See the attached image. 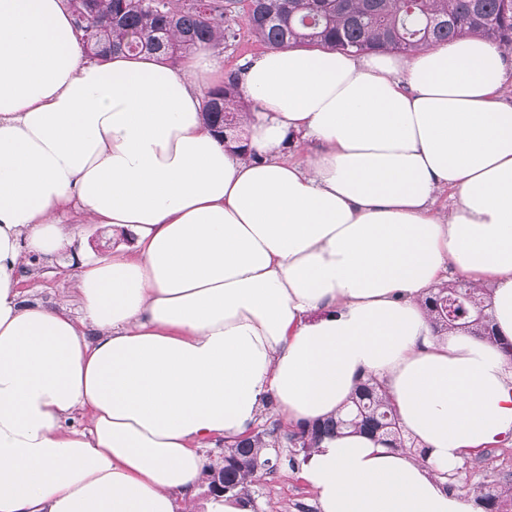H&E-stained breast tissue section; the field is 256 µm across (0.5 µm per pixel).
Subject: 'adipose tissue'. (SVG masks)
Masks as SVG:
<instances>
[{
    "label": "adipose tissue",
    "mask_w": 512,
    "mask_h": 512,
    "mask_svg": "<svg viewBox=\"0 0 512 512\" xmlns=\"http://www.w3.org/2000/svg\"><path fill=\"white\" fill-rule=\"evenodd\" d=\"M511 71L481 37L269 50L238 82L243 153L204 120L208 50L92 61L62 0H0V512H249L199 500L202 448L270 404L292 430L334 415L367 376L427 456L323 441L319 512H475L444 482L512 440ZM74 201L117 241L81 256L77 318L18 288L72 245ZM452 273L490 289L494 338L434 332Z\"/></svg>",
    "instance_id": "adipose-tissue-1"
}]
</instances>
